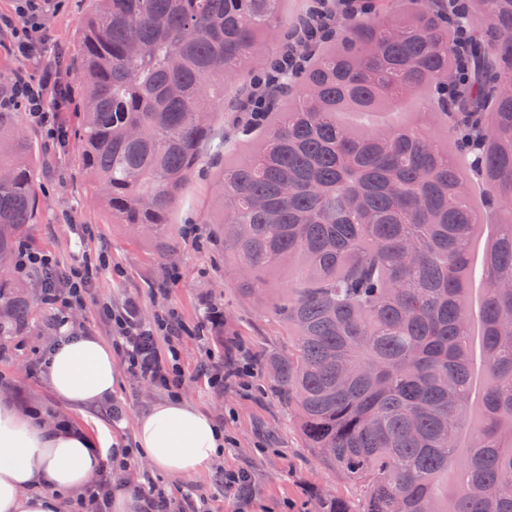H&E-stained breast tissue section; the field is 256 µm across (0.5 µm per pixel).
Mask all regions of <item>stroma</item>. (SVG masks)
<instances>
[{
	"mask_svg": "<svg viewBox=\"0 0 512 512\" xmlns=\"http://www.w3.org/2000/svg\"><path fill=\"white\" fill-rule=\"evenodd\" d=\"M89 9V0H51L43 19L45 43L27 59L8 53L10 35L0 32V88L18 70L38 74L57 48L65 51L62 68L68 83L76 84L77 37ZM20 127L38 155L40 187L38 219L21 238V246L51 255L62 267L96 266L95 296L71 311L69 334H90L111 343L98 309L132 299L147 321L172 308L180 313L191 329L180 341L186 371H193L208 354L223 357L228 344L237 355L250 358L263 351H284L282 328L261 305L240 297L235 264L224 256V240L214 222L222 208L217 157L207 156L195 171L171 216L166 239L159 240L113 223L94 202L91 177L75 143L54 154L47 151L44 134L29 115H22ZM101 254L108 259L103 267L96 264ZM8 276L20 284L29 317L22 328L0 335V398L15 401L22 411H37L48 426L66 420L91 437L105 435L111 445L134 447L137 418L166 400V393L138 381L118 358V387L111 400L80 409L59 400L48 380V359L57 340L51 327L55 308L44 301L41 280L34 273L13 268ZM182 396L208 413L229 437L220 458L199 476L175 480L150 470L133 454L127 467L113 469V485L132 484L147 470L166 491L187 490L207 498L214 512H304L311 491L319 488L338 492L361 512V488L326 469L305 448L287 405L270 388L265 368H257L248 389L234 384L215 389L202 377L189 382ZM114 400L124 411L117 427L109 415ZM239 469L249 472L253 484V496L246 503L226 492L216 478L217 473Z\"/></svg>",
	"mask_w": 512,
	"mask_h": 512,
	"instance_id": "obj_1",
	"label": "stroma"
}]
</instances>
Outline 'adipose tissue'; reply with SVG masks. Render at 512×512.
Wrapping results in <instances>:
<instances>
[{
	"instance_id": "1",
	"label": "adipose tissue",
	"mask_w": 512,
	"mask_h": 512,
	"mask_svg": "<svg viewBox=\"0 0 512 512\" xmlns=\"http://www.w3.org/2000/svg\"><path fill=\"white\" fill-rule=\"evenodd\" d=\"M49 383L71 405L111 398L117 383L112 352L97 337H63L49 359ZM138 451L175 479L195 477L221 456L216 422L186 400H166L141 415ZM102 455L89 434L48 428L9 403H0V512H58L60 497L87 487Z\"/></svg>"
}]
</instances>
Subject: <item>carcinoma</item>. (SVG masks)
<instances>
[{
  "label": "carcinoma",
  "instance_id": "1",
  "mask_svg": "<svg viewBox=\"0 0 512 512\" xmlns=\"http://www.w3.org/2000/svg\"><path fill=\"white\" fill-rule=\"evenodd\" d=\"M285 0H92L79 32L77 143L114 224L159 234L224 110V83L257 72ZM481 66L476 112H450L455 29L424 4L344 25L266 113L260 147L226 158L224 253L239 292L284 328L266 359L274 391L328 470L361 485L363 512H512V0H468ZM436 127L368 128L403 112ZM479 178V201L469 180ZM31 147L0 112V258L36 222ZM497 234L473 262L483 219ZM478 309L469 301L475 276ZM26 301L0 278V331ZM481 342L474 396V338ZM312 512H354L314 492Z\"/></svg>",
  "mask_w": 512,
  "mask_h": 512
}]
</instances>
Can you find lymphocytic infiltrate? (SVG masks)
<instances>
[{
  "label": "lymphocytic infiltrate",
  "mask_w": 512,
  "mask_h": 512,
  "mask_svg": "<svg viewBox=\"0 0 512 512\" xmlns=\"http://www.w3.org/2000/svg\"><path fill=\"white\" fill-rule=\"evenodd\" d=\"M366 10L365 0H315L310 12L286 35L278 53L263 71L254 77L250 91L237 104L246 124L258 122L264 113L272 111L288 91L290 82L298 77L309 61L313 49L334 39L339 17L355 18ZM465 7L457 0L449 15L457 31L459 80L448 87V105L460 110L464 105L463 86L472 78L475 64L468 57L470 33L464 23ZM44 6L40 0H16L14 15H0V29L11 33L10 47L18 55H28L43 26ZM58 90L62 102H69L62 89V77L53 64H45L38 76L17 73L10 85L0 91V110L23 109L39 125L48 148L63 142L66 133L58 121L56 109L48 106V89ZM19 266L35 267L43 274L47 298L59 304L62 312L55 318L56 327L68 320L66 309L81 304L93 295L94 273L91 267L58 268L50 257L39 251L21 249ZM102 315L112 329V347L118 351L128 368L141 380L177 397L189 377L180 363L175 342L184 326L177 314L171 313L152 322L144 321L133 303L121 307L103 306Z\"/></svg>",
  "instance_id": "1"
}]
</instances>
